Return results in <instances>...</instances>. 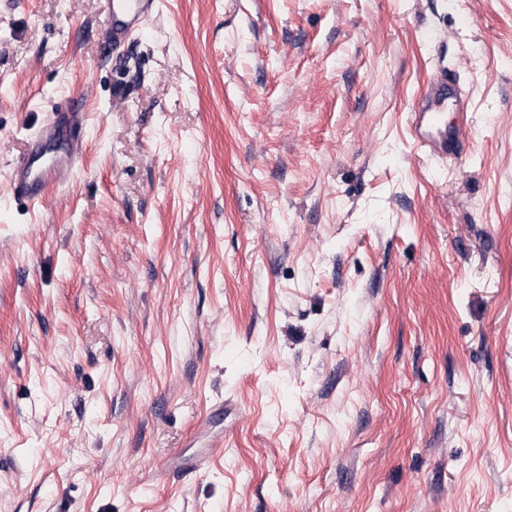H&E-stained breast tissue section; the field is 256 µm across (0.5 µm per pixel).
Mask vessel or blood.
<instances>
[{"mask_svg": "<svg viewBox=\"0 0 512 512\" xmlns=\"http://www.w3.org/2000/svg\"><path fill=\"white\" fill-rule=\"evenodd\" d=\"M107 5L106 27L112 45L116 46L156 11L158 0H107ZM448 80L449 73L446 68L434 69L427 81L422 100L412 114L410 125V134L418 150L443 162L457 159V147L468 135L463 118L468 114L469 102L463 96L457 97L456 101H449ZM452 103L456 104L461 116L460 123L453 127L449 126L445 116L449 104ZM78 157V148H71L61 165L51 167L44 175L35 171L33 163L19 162L11 177L14 195L39 202L45 195L47 179L70 175Z\"/></svg>", "mask_w": 512, "mask_h": 512, "instance_id": "1", "label": "vessel or blood"}]
</instances>
